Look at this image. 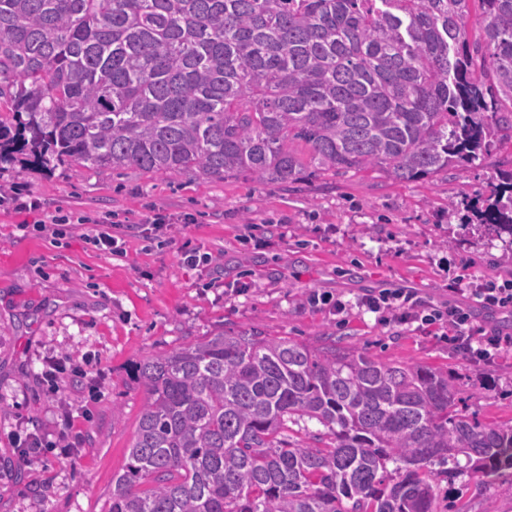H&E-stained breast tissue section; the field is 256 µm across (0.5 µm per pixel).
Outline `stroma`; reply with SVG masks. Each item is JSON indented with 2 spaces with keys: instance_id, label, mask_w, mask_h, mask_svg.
Instances as JSON below:
<instances>
[{
  "instance_id": "1",
  "label": "stroma",
  "mask_w": 512,
  "mask_h": 512,
  "mask_svg": "<svg viewBox=\"0 0 512 512\" xmlns=\"http://www.w3.org/2000/svg\"><path fill=\"white\" fill-rule=\"evenodd\" d=\"M512 170V139L494 138L472 165L398 183L379 168H308L289 185L239 175L212 180L79 163L0 165V192L39 199L35 212L0 206V512H105L145 402L134 366L221 328L337 346L447 372L460 413L512 425V350L494 362L456 354L440 332L382 324L356 307L365 293L412 288L434 303L472 305L478 323L512 331V315L473 306L450 278L512 280V243L479 225L488 190ZM165 236L134 231L151 211ZM60 215L67 233L34 231ZM128 228L115 256L85 241L88 224ZM210 254L191 267L183 247ZM326 293L352 308L314 306ZM57 364V388L44 373ZM75 446L55 448L60 430ZM43 437L22 458L18 439ZM439 512H512V477L462 470L439 481Z\"/></svg>"
}]
</instances>
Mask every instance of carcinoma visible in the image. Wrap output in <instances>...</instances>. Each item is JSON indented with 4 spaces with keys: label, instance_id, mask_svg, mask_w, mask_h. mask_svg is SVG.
Returning <instances> with one entry per match:
<instances>
[{
    "label": "carcinoma",
    "instance_id": "obj_1",
    "mask_svg": "<svg viewBox=\"0 0 512 512\" xmlns=\"http://www.w3.org/2000/svg\"><path fill=\"white\" fill-rule=\"evenodd\" d=\"M1 98L0 162L286 184L299 139L319 169L410 182L512 137V0H0ZM477 219L512 244V171ZM132 378L105 512H437L431 462L512 471V425L453 410L448 373L332 341L220 330ZM300 421L332 445L290 441Z\"/></svg>",
    "mask_w": 512,
    "mask_h": 512
}]
</instances>
